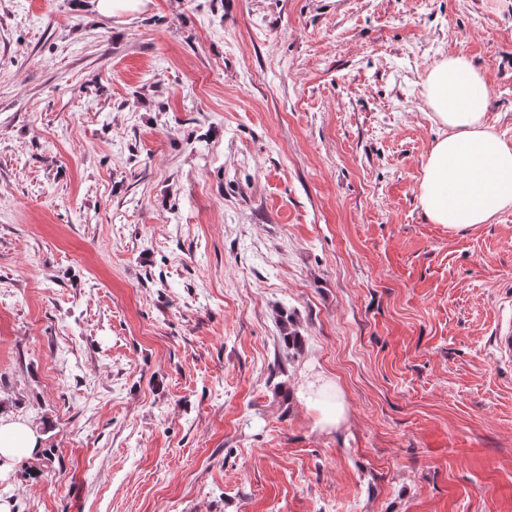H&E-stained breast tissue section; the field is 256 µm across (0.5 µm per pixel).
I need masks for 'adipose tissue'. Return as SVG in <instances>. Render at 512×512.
I'll return each instance as SVG.
<instances>
[{
	"instance_id": "adipose-tissue-1",
	"label": "adipose tissue",
	"mask_w": 512,
	"mask_h": 512,
	"mask_svg": "<svg viewBox=\"0 0 512 512\" xmlns=\"http://www.w3.org/2000/svg\"><path fill=\"white\" fill-rule=\"evenodd\" d=\"M492 89L464 55L435 62L425 79L428 107L443 133L423 164L419 201L429 219L451 229L486 224L512 206V144L486 121ZM30 422L0 415V474L41 450Z\"/></svg>"
}]
</instances>
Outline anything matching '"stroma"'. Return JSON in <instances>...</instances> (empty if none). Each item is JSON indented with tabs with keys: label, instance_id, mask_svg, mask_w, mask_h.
<instances>
[{
	"label": "stroma",
	"instance_id": "stroma-1",
	"mask_svg": "<svg viewBox=\"0 0 512 512\" xmlns=\"http://www.w3.org/2000/svg\"><path fill=\"white\" fill-rule=\"evenodd\" d=\"M451 53L512 143V0H0L10 512H512V208L418 197ZM86 9L104 16H121L135 13L145 7V0H85ZM41 440L39 429L29 421L0 415V476L7 473L14 462L38 454L42 449Z\"/></svg>",
	"mask_w": 512,
	"mask_h": 512
}]
</instances>
